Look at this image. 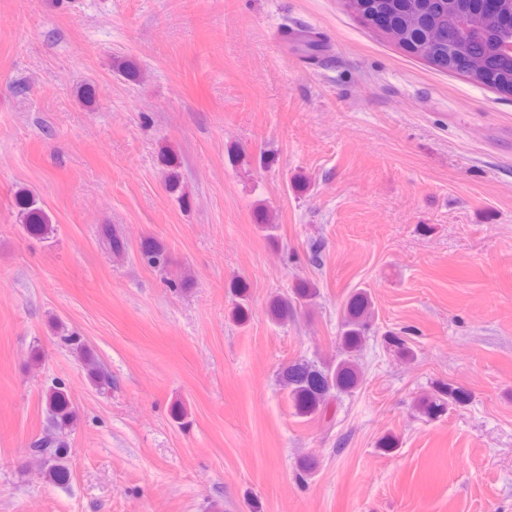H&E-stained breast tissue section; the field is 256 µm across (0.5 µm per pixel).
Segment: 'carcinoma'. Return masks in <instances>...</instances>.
I'll return each mask as SVG.
<instances>
[{
  "mask_svg": "<svg viewBox=\"0 0 512 512\" xmlns=\"http://www.w3.org/2000/svg\"><path fill=\"white\" fill-rule=\"evenodd\" d=\"M344 4L352 12L381 27L389 39L403 45L414 56L427 58V54L422 51L426 33L412 25L409 17L416 10L425 8L429 0H344ZM511 8L512 0H493L488 8L471 3L473 23L483 28L489 37L460 42V51L468 55L486 54L501 33L499 18ZM429 19L431 23L448 29L449 34H455L456 11L455 8L448 7V0H435ZM491 72L494 87L500 90L506 86L512 93V60L495 59ZM163 163L167 168V191L182 207H188L187 192L178 171L179 163L169 154L163 155ZM15 204L26 231L38 238H49L52 223L38 201L29 192L19 190L15 193ZM98 235L113 258H125L129 249L128 243L112 229V225H100ZM140 259L148 267L158 271H165L170 265L165 248L155 241L141 245ZM317 293L318 289L307 283L294 289L289 296L276 298L271 303L272 318L279 323L288 320L298 307L311 302ZM236 296L238 301L233 308V315L237 321L242 322L246 320L249 312V295L245 284H237ZM372 316V302L368 293L362 289L354 291L343 311L340 351L336 361L315 364L300 360L284 369L281 383L288 390V398L297 416H325L341 395L353 392L358 386L360 372L357 359L366 342ZM61 339L84 362L88 379L98 391L105 392L112 388L111 376L90 357L80 337L71 333L61 336ZM42 400L47 415V430L31 443V451L40 456L49 480L54 484L65 485L70 480V470L66 464V435L76 420L77 411L67 390L60 383L48 387L43 392ZM468 400L469 396L465 391L450 384L442 385L424 400L423 410L429 416H437L447 411L448 406L461 405Z\"/></svg>",
  "mask_w": 512,
  "mask_h": 512,
  "instance_id": "1",
  "label": "carcinoma"
}]
</instances>
